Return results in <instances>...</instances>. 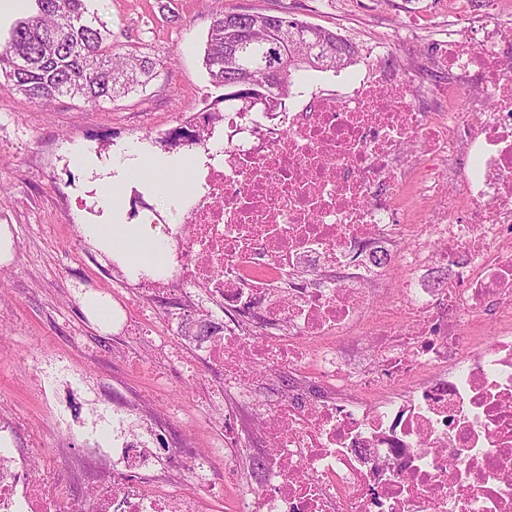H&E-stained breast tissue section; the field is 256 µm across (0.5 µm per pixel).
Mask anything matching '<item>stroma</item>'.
<instances>
[{
  "mask_svg": "<svg viewBox=\"0 0 512 512\" xmlns=\"http://www.w3.org/2000/svg\"><path fill=\"white\" fill-rule=\"evenodd\" d=\"M115 45L132 44L156 64L143 89L94 106L58 98L43 105L0 83V225L13 238V258L0 265V434L18 448L47 494L63 490L73 512L86 500L76 466L97 448L114 463L122 449H150L156 467L166 451L191 441L204 452L224 441L235 411L213 397L218 370L198 346L196 331L223 324L203 288L184 285L169 303L131 301L137 279L129 265L99 250L81 231L102 213L99 180L123 169L133 153L164 160L170 176L206 158L204 147L158 144L176 125L215 102L203 64L208 31L221 12L279 15L335 31L359 50L395 40L398 67L418 65L457 20L453 0H96ZM101 163L89 170L75 155ZM182 222L180 196L156 183L132 182L122 199L124 221L137 224L148 208ZM110 294L122 315L100 331L81 307L85 292ZM174 337L194 372L158 354L159 337ZM244 451L242 480L216 497L202 496L196 471H171L181 491L201 495V512H238L259 479Z\"/></svg>",
  "mask_w": 512,
  "mask_h": 512,
  "instance_id": "1",
  "label": "stroma"
}]
</instances>
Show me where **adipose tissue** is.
Returning <instances> with one entry per match:
<instances>
[{"instance_id":"1","label":"adipose tissue","mask_w":512,"mask_h":512,"mask_svg":"<svg viewBox=\"0 0 512 512\" xmlns=\"http://www.w3.org/2000/svg\"><path fill=\"white\" fill-rule=\"evenodd\" d=\"M125 188L122 177H109L99 186L104 212L100 223L83 225L84 235L109 256L138 260L150 271L165 269L169 248L163 243L157 228L150 224H116L112 221Z\"/></svg>"}]
</instances>
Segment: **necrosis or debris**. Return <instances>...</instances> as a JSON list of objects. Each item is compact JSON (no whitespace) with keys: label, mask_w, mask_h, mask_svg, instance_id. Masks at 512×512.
Wrapping results in <instances>:
<instances>
[{"label":"necrosis or debris","mask_w":512,"mask_h":512,"mask_svg":"<svg viewBox=\"0 0 512 512\" xmlns=\"http://www.w3.org/2000/svg\"><path fill=\"white\" fill-rule=\"evenodd\" d=\"M481 33L438 42L453 87L374 47L342 93L204 123L223 147L188 176L173 268L145 283L238 316L205 353L267 449L240 512H512V27ZM251 445L169 465L214 470L218 494ZM145 461L89 475L93 512H198L162 475L130 483ZM0 512H47L2 447Z\"/></svg>","instance_id":"1"}]
</instances>
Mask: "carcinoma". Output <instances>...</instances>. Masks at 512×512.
<instances>
[{
    "label": "carcinoma",
    "instance_id": "cac0c4a2",
    "mask_svg": "<svg viewBox=\"0 0 512 512\" xmlns=\"http://www.w3.org/2000/svg\"><path fill=\"white\" fill-rule=\"evenodd\" d=\"M37 13L18 21L0 51V79L27 97L51 102L79 98L97 105L146 86L153 63L134 49L116 51L112 30L90 0H36ZM274 25L262 13L224 12L209 30L204 63L220 103L257 95L261 111L285 106L299 71H336L355 62L357 50L339 34L288 14ZM169 143L198 141V129L179 127Z\"/></svg>",
    "mask_w": 512,
    "mask_h": 512
}]
</instances>
